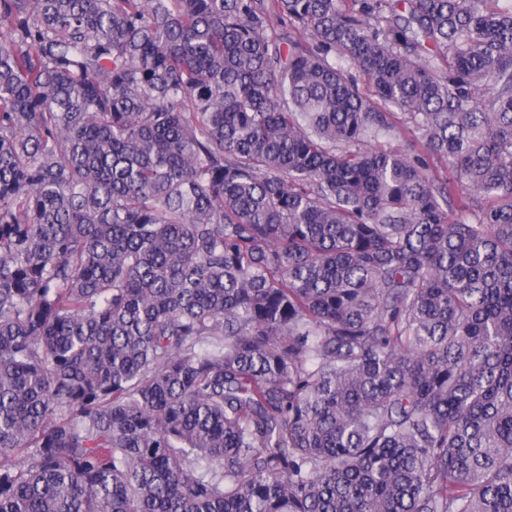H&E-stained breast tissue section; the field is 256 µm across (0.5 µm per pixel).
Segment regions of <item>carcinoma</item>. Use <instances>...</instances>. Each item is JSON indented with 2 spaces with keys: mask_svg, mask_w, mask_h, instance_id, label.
I'll return each mask as SVG.
<instances>
[{
  "mask_svg": "<svg viewBox=\"0 0 512 512\" xmlns=\"http://www.w3.org/2000/svg\"><path fill=\"white\" fill-rule=\"evenodd\" d=\"M0 512H512V0H0Z\"/></svg>",
  "mask_w": 512,
  "mask_h": 512,
  "instance_id": "1",
  "label": "carcinoma"
}]
</instances>
